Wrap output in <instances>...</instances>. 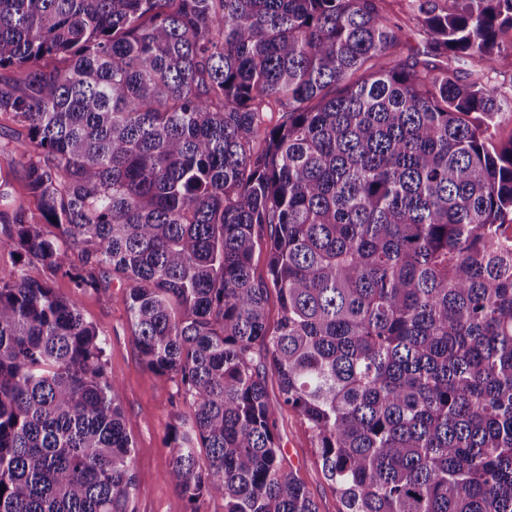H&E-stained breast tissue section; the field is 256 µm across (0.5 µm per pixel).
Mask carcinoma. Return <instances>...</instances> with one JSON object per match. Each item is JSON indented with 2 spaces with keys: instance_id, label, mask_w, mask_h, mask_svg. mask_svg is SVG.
Returning a JSON list of instances; mask_svg holds the SVG:
<instances>
[{
  "instance_id": "1",
  "label": "carcinoma",
  "mask_w": 512,
  "mask_h": 512,
  "mask_svg": "<svg viewBox=\"0 0 512 512\" xmlns=\"http://www.w3.org/2000/svg\"><path fill=\"white\" fill-rule=\"evenodd\" d=\"M452 2L412 0L431 66L381 0H0L36 210H0V512H133L106 270L181 399L172 512H318L285 410L342 512H512V0ZM27 274L32 279L47 281L61 296L70 297L73 294L72 283L68 277L61 274L54 275L37 262H32L27 266ZM279 432L287 467L305 484L318 512H340L342 506L324 478L309 432L300 418L285 412L279 420Z\"/></svg>"
}]
</instances>
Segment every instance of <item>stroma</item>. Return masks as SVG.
<instances>
[{
    "instance_id": "stroma-1",
    "label": "stroma",
    "mask_w": 512,
    "mask_h": 512,
    "mask_svg": "<svg viewBox=\"0 0 512 512\" xmlns=\"http://www.w3.org/2000/svg\"><path fill=\"white\" fill-rule=\"evenodd\" d=\"M24 136L21 124L0 115V178L7 181L15 207L30 211L34 201L26 188L24 171L11 154L15 140ZM78 297L84 319L103 329L109 338L105 371L119 384L120 402L134 444V512H171L177 492L164 477L170 456L165 436L177 410L175 389L146 369L127 319L126 295L118 277L107 276L97 290ZM279 432L286 463L305 484L318 512H340L339 499L324 478L300 418L285 412L279 420Z\"/></svg>"
}]
</instances>
